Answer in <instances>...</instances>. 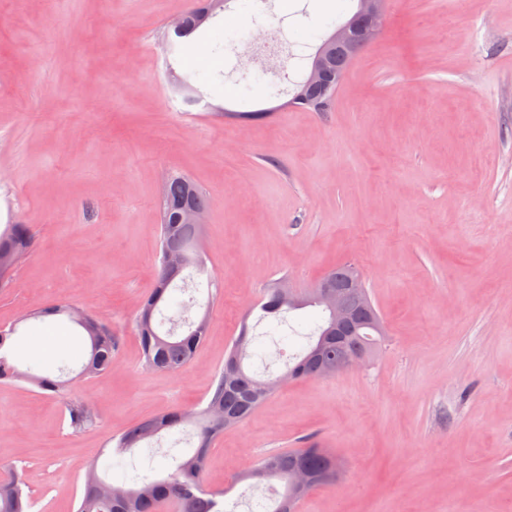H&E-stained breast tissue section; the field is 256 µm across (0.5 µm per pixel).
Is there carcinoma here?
I'll return each instance as SVG.
<instances>
[{"instance_id":"cac0c4a2","label":"carcinoma","mask_w":512,"mask_h":512,"mask_svg":"<svg viewBox=\"0 0 512 512\" xmlns=\"http://www.w3.org/2000/svg\"><path fill=\"white\" fill-rule=\"evenodd\" d=\"M213 0H195L186 12L181 30L170 40V52H175L183 39L194 34L197 25V13L210 9L212 14L224 10L212 9ZM190 198L200 210H208L209 201L203 190L184 175L174 174L165 182V203L177 206L185 198ZM168 220L160 224V253H165L171 245L181 247L189 256L188 263L178 272L167 270L164 258H159L156 282L150 295L145 298L135 320L136 332L146 366L153 371L179 373L193 359L197 347L205 339L208 331V316L194 321L185 317L196 304L194 298L174 302L172 291L188 289L187 280L195 274L206 272L205 259L197 250L198 233L194 224H174L169 220L171 212H165ZM31 248V235L25 224H8L0 232V252L25 257ZM183 282L182 287L175 285L176 280ZM177 306L178 318H170L175 323L181 321L188 326L186 333L176 334L175 328L161 332L155 322V315L161 307ZM304 306H318V303L306 296L294 306L283 305L279 300V288L266 289V295L259 304V319L270 317L282 319L283 313ZM72 307L65 301L44 306L34 312V316L60 315L73 319ZM84 321L78 323L86 333L90 351L82 364V373L88 376L102 375L112 371L115 364L117 339L112 330L95 315L84 313ZM330 326V318H324L302 354L288 361L282 376L298 379H316L336 374L344 369L346 362L358 352H373L384 340L380 331L383 320L379 312L363 317L353 335L336 344L325 343L321 355L313 351L322 343L325 332ZM15 330L0 328V381L26 380L40 390L57 393L62 381L43 372L38 363L19 369L12 360L13 335ZM246 333H241L230 349L224 368L219 370L213 382V391L206 405L199 410H172L156 414L125 430L112 439L113 446L106 452L103 471L98 465L90 467L83 485L77 512H158L161 505L174 502L179 512H226L224 510V491L203 489V471L213 441L224 429L241 423L255 412L269 395L257 392V386L270 383V380L256 378L248 374L243 361L248 357ZM69 427L78 433L87 428L94 419L91 407L81 400L66 405ZM179 431L191 438H198L195 448L179 457H172V466L163 478L149 474H135L120 483L112 481V458L123 457L128 451L140 444L154 440L164 433ZM266 469L265 479L283 483V492L274 499L269 512H288V489L292 472L304 468L327 475L326 483L336 481V455L325 448L313 444L307 448L280 451L261 457L253 468ZM32 502L24 493L22 481L18 477L0 480V512H30Z\"/></svg>"}]
</instances>
